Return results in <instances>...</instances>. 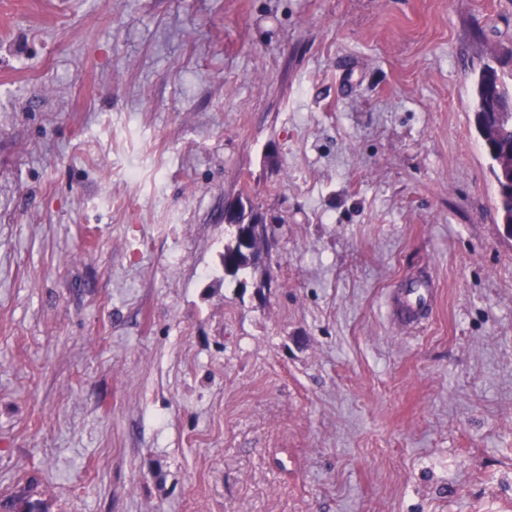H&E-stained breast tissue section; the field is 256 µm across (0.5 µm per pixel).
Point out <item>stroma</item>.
<instances>
[{
    "label": "stroma",
    "instance_id": "obj_1",
    "mask_svg": "<svg viewBox=\"0 0 512 512\" xmlns=\"http://www.w3.org/2000/svg\"><path fill=\"white\" fill-rule=\"evenodd\" d=\"M486 62L512 0H0V500L512 512ZM485 65V64H484ZM484 65L481 67L476 80V99L474 117L480 136L483 134L485 112L493 109V105L488 103L484 90ZM241 204V212H240V220L243 223L245 219H248V223L251 224H239L236 223L235 217L237 216V213L239 211V205L238 202H232L230 203L225 212H224V221L227 224L234 225L237 228V231L239 232V228L242 226L244 231L243 235L246 239V241L252 239L253 237H257L261 232H263V226L261 224H257V214L254 213V209L251 204H249L248 210L246 209V206L243 204V202L239 201ZM257 224V225H255ZM259 241L253 244H245L242 241L234 240L224 246V252L221 254V263L224 272L227 275L236 276L244 271L250 264L256 260L252 259L255 249L256 254H260L258 246ZM433 288H409L398 296L392 310L395 321L402 325L418 322L425 314L432 299Z\"/></svg>",
    "mask_w": 512,
    "mask_h": 512
}]
</instances>
